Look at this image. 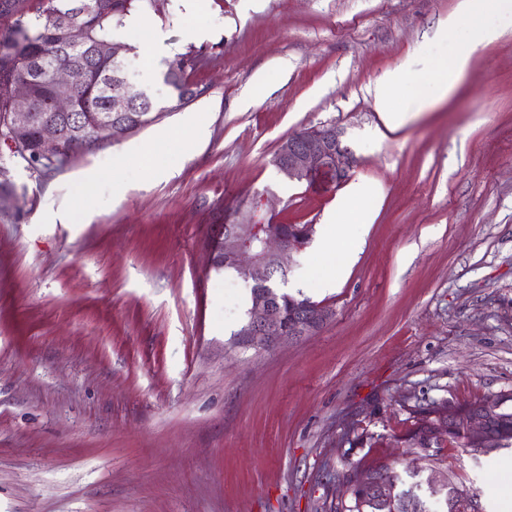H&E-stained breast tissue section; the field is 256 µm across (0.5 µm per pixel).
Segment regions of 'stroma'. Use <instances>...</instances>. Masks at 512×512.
Wrapping results in <instances>:
<instances>
[{"instance_id":"1","label":"stroma","mask_w":512,"mask_h":512,"mask_svg":"<svg viewBox=\"0 0 512 512\" xmlns=\"http://www.w3.org/2000/svg\"><path fill=\"white\" fill-rule=\"evenodd\" d=\"M459 2L170 0L132 81L168 104L153 62L191 46L205 96L47 176L0 147V512H333L336 474L411 465L414 409L512 392V23L399 130L373 96L398 65L427 77L469 53L437 35ZM322 125L358 165L288 180L274 152ZM356 186L376 217L346 274L322 290L307 248L288 277L334 319L229 346L250 289L214 270V225L259 196L278 223L320 225ZM440 454L505 512L512 447Z\"/></svg>"}]
</instances>
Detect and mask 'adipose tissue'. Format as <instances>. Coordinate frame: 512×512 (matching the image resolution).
Returning <instances> with one entry per match:
<instances>
[{"label":"adipose tissue","mask_w":512,"mask_h":512,"mask_svg":"<svg viewBox=\"0 0 512 512\" xmlns=\"http://www.w3.org/2000/svg\"><path fill=\"white\" fill-rule=\"evenodd\" d=\"M490 13L512 15V0H460L457 10L449 15L445 27L452 31H467L474 44H486L499 36L498 29L486 22V16ZM410 81L409 70L401 65L387 71L374 89L376 108L387 130H398L406 123L410 111H423L432 103L429 93H422L416 95L413 109L395 106V93ZM369 197L368 190H353L327 216L313 254L317 257L334 255L338 261L323 275L322 287H334L357 255L362 244L357 229L371 224L375 218V209L369 204Z\"/></svg>","instance_id":"1"}]
</instances>
